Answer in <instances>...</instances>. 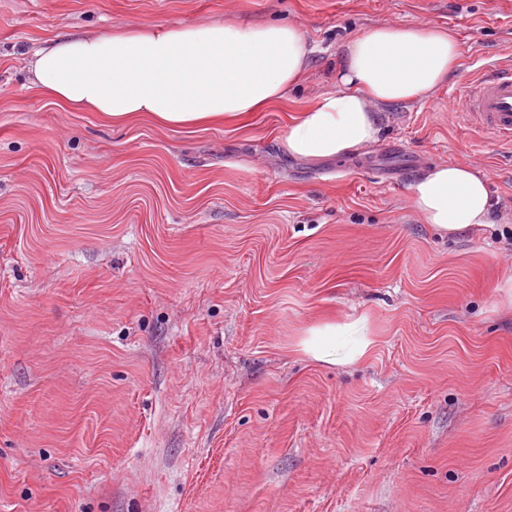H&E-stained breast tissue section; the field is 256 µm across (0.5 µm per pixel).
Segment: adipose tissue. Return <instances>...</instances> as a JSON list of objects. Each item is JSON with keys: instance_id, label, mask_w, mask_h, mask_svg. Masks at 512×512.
Segmentation results:
<instances>
[{"instance_id": "obj_1", "label": "adipose tissue", "mask_w": 512, "mask_h": 512, "mask_svg": "<svg viewBox=\"0 0 512 512\" xmlns=\"http://www.w3.org/2000/svg\"><path fill=\"white\" fill-rule=\"evenodd\" d=\"M313 48L294 23L202 21L191 26L119 24L104 33L61 35L27 62L29 82L78 111L120 125L141 115L168 128L248 119L301 86ZM449 29L377 24L338 55L336 85L300 110L284 144L291 155L338 158L376 142L387 105L430 99L460 66ZM411 209L451 234L489 223L485 173L431 164L411 185Z\"/></svg>"}]
</instances>
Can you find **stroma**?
<instances>
[{
    "label": "stroma",
    "instance_id": "obj_1",
    "mask_svg": "<svg viewBox=\"0 0 512 512\" xmlns=\"http://www.w3.org/2000/svg\"><path fill=\"white\" fill-rule=\"evenodd\" d=\"M202 19L303 26L308 81L170 129L23 68L60 34ZM385 22L454 31L460 68L366 149L288 154ZM487 64L512 68V0H0V512H512V146L454 107ZM440 161L486 173L491 224L412 213ZM312 336L304 343V349L317 360H326L332 355V344L324 340V336H336V325L327 324L320 328L312 329Z\"/></svg>",
    "mask_w": 512,
    "mask_h": 512
}]
</instances>
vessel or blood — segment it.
Instances as JSON below:
<instances>
[{
	"label": "vessel or blood",
	"instance_id": "obj_1",
	"mask_svg": "<svg viewBox=\"0 0 512 512\" xmlns=\"http://www.w3.org/2000/svg\"><path fill=\"white\" fill-rule=\"evenodd\" d=\"M456 103L471 124L512 143V69L485 66L481 78L460 92Z\"/></svg>",
	"mask_w": 512,
	"mask_h": 512
}]
</instances>
